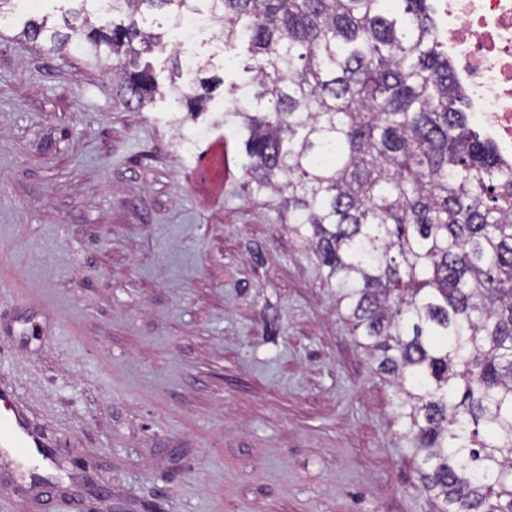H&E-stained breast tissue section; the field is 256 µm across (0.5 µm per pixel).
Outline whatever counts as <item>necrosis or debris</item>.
Here are the masks:
<instances>
[{"mask_svg": "<svg viewBox=\"0 0 512 512\" xmlns=\"http://www.w3.org/2000/svg\"><path fill=\"white\" fill-rule=\"evenodd\" d=\"M475 130L512 166V0H434Z\"/></svg>", "mask_w": 512, "mask_h": 512, "instance_id": "obj_1", "label": "necrosis or debris"}]
</instances>
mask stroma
Returning a JSON list of instances; mask_svg holds the SVG:
<instances>
[{
  "label": "stroma",
  "instance_id": "35a3bbf8",
  "mask_svg": "<svg viewBox=\"0 0 512 512\" xmlns=\"http://www.w3.org/2000/svg\"><path fill=\"white\" fill-rule=\"evenodd\" d=\"M0 24V382L51 442L0 512H438L402 448L396 395L311 253L245 187L215 91L183 147L83 49ZM183 49L230 82L220 27ZM224 144V193H202Z\"/></svg>",
  "mask_w": 512,
  "mask_h": 512
}]
</instances>
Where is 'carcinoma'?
Returning a JSON list of instances; mask_svg holds the SVG:
<instances>
[{
    "instance_id": "carcinoma-1",
    "label": "carcinoma",
    "mask_w": 512,
    "mask_h": 512,
    "mask_svg": "<svg viewBox=\"0 0 512 512\" xmlns=\"http://www.w3.org/2000/svg\"><path fill=\"white\" fill-rule=\"evenodd\" d=\"M20 36L89 46L141 110L195 117L219 78L185 79L174 23L221 26L224 89L253 196L325 269L357 344L392 378L395 423L440 512H512V172L473 130L433 0H98Z\"/></svg>"
}]
</instances>
